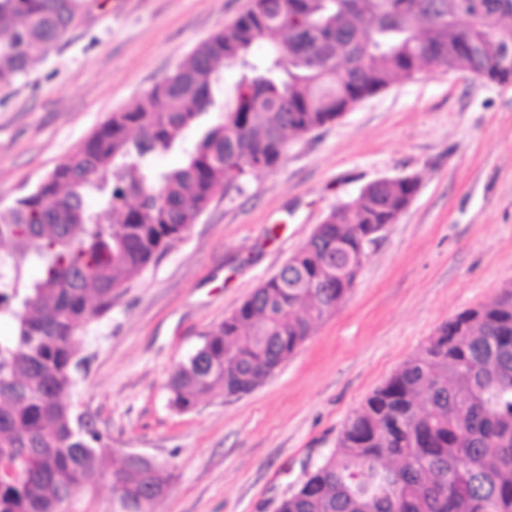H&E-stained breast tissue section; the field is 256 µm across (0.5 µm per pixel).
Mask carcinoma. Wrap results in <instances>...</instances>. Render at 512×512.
<instances>
[{"label":"carcinoma","mask_w":512,"mask_h":512,"mask_svg":"<svg viewBox=\"0 0 512 512\" xmlns=\"http://www.w3.org/2000/svg\"><path fill=\"white\" fill-rule=\"evenodd\" d=\"M252 0L132 107L114 112L36 187L0 208V512H63L97 473L117 512H153L165 463L111 454L69 395L85 360L79 326L112 310L125 283L180 240L220 191L272 172L291 138L335 122L427 67L512 83V0ZM82 0H0V90L73 29ZM240 68L222 119L218 67ZM178 150L180 164L150 157ZM417 181L380 179L338 203L277 274L178 362L168 404L193 410L262 385L348 299L369 235L394 224ZM102 194L91 212L85 197ZM326 282L327 288L314 286ZM277 512H512V284L441 324L345 421Z\"/></svg>","instance_id":"cac0c4a2"}]
</instances>
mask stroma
I'll list each match as a JSON object with an SVG mask.
<instances>
[{
  "instance_id": "1",
  "label": "stroma",
  "mask_w": 512,
  "mask_h": 512,
  "mask_svg": "<svg viewBox=\"0 0 512 512\" xmlns=\"http://www.w3.org/2000/svg\"><path fill=\"white\" fill-rule=\"evenodd\" d=\"M251 0H89L68 36L0 91V205L30 192ZM417 192L348 300L261 386L168 405L173 366L380 179ZM512 283V87L442 69L393 81L290 140L272 173L216 194L195 224L77 330L69 399L121 453L170 465L155 512H275L346 418L456 313Z\"/></svg>"
}]
</instances>
